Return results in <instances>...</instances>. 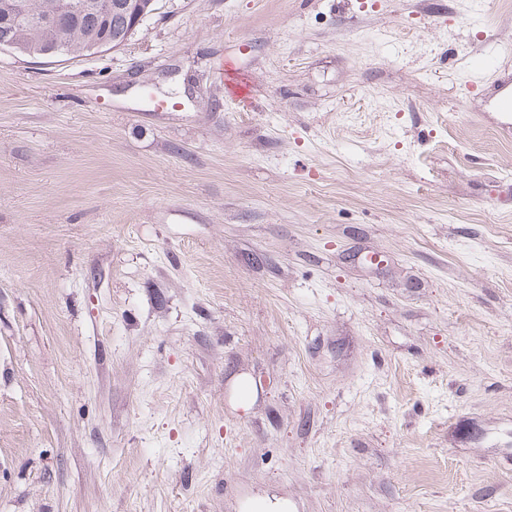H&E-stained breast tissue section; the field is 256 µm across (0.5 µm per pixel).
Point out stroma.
<instances>
[{"label":"stroma","instance_id":"obj_1","mask_svg":"<svg viewBox=\"0 0 512 512\" xmlns=\"http://www.w3.org/2000/svg\"><path fill=\"white\" fill-rule=\"evenodd\" d=\"M500 72L512 0L0 50V512H512Z\"/></svg>","mask_w":512,"mask_h":512}]
</instances>
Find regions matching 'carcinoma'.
Listing matches in <instances>:
<instances>
[{
  "mask_svg": "<svg viewBox=\"0 0 512 512\" xmlns=\"http://www.w3.org/2000/svg\"><path fill=\"white\" fill-rule=\"evenodd\" d=\"M112 5L100 16L92 13L79 20L63 21L62 46L66 55H82L86 52L93 33L104 28L112 47L122 45L128 38V13L114 5L116 0H97ZM59 9V0H0V42L9 41L17 48L35 53L50 44L49 33L40 21L53 16Z\"/></svg>",
  "mask_w": 512,
  "mask_h": 512,
  "instance_id": "1",
  "label": "carcinoma"
}]
</instances>
